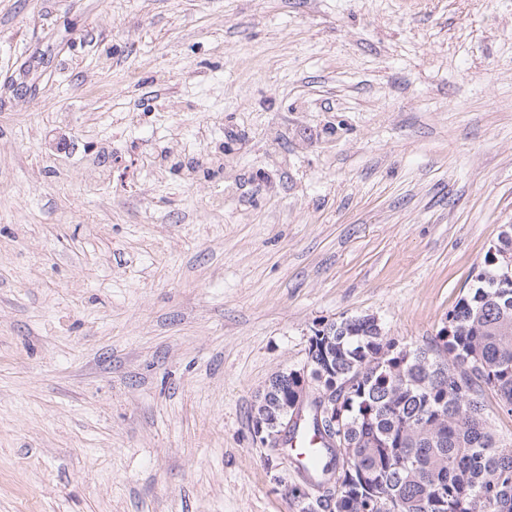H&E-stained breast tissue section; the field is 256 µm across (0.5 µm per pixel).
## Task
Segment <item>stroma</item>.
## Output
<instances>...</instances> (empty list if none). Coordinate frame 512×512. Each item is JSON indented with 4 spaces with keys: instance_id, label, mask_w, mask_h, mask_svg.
<instances>
[{
    "instance_id": "obj_1",
    "label": "stroma",
    "mask_w": 512,
    "mask_h": 512,
    "mask_svg": "<svg viewBox=\"0 0 512 512\" xmlns=\"http://www.w3.org/2000/svg\"><path fill=\"white\" fill-rule=\"evenodd\" d=\"M507 224L512 0H0V512H295L259 393Z\"/></svg>"
}]
</instances>
